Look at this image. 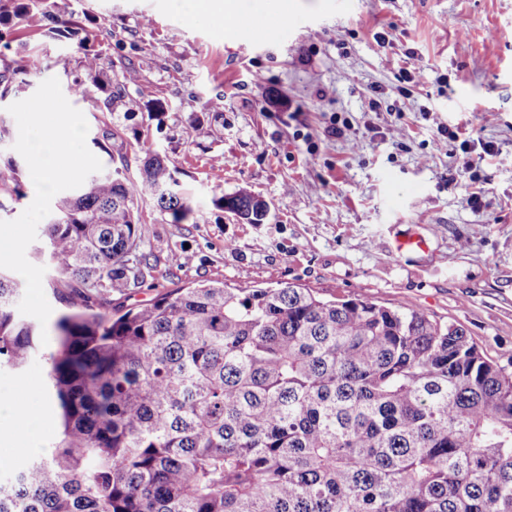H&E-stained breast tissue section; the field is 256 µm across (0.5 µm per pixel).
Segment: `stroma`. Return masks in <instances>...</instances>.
Segmentation results:
<instances>
[{
	"label": "stroma",
	"instance_id": "stroma-1",
	"mask_svg": "<svg viewBox=\"0 0 512 512\" xmlns=\"http://www.w3.org/2000/svg\"><path fill=\"white\" fill-rule=\"evenodd\" d=\"M69 3L112 77L139 71L111 117L77 102L88 148L136 179L148 135L193 208L176 224L141 199L153 270L110 312L200 282L293 283L463 325L512 364V0H294L264 40L217 36L178 0ZM441 127L469 131V150ZM241 189L268 203L264 223L214 206ZM414 235L428 253L392 250ZM26 388L22 418L58 421L42 358L0 368V398Z\"/></svg>",
	"mask_w": 512,
	"mask_h": 512
}]
</instances>
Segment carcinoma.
I'll return each instance as SVG.
<instances>
[{
	"label": "carcinoma",
	"instance_id": "cac0c4a2",
	"mask_svg": "<svg viewBox=\"0 0 512 512\" xmlns=\"http://www.w3.org/2000/svg\"><path fill=\"white\" fill-rule=\"evenodd\" d=\"M78 57H58L79 101L101 112L136 84L114 82L84 28L60 10ZM44 29L38 0H0V45ZM0 55V99L30 84L42 49ZM60 196L46 225L48 285L62 311L44 354L61 411L48 456L0 481V512H512V372L467 330L421 310L325 300L290 283L174 288L120 315L103 310L150 274L138 233L146 195L180 223L192 212L167 158L145 150ZM24 195L0 166V208ZM214 204L262 221L246 190ZM0 272V366L40 351Z\"/></svg>",
	"mask_w": 512,
	"mask_h": 512
}]
</instances>
